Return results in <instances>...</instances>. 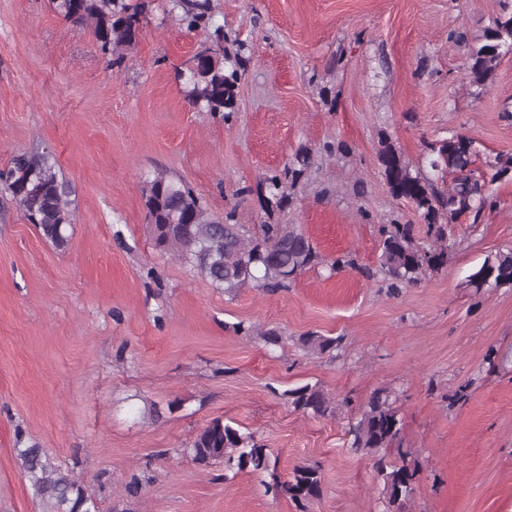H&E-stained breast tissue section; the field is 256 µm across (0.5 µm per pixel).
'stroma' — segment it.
<instances>
[{"label": "stroma", "mask_w": 512, "mask_h": 512, "mask_svg": "<svg viewBox=\"0 0 512 512\" xmlns=\"http://www.w3.org/2000/svg\"><path fill=\"white\" fill-rule=\"evenodd\" d=\"M147 3L116 67L49 0H0V169L48 148L74 211L56 247L0 186V512H42L21 440L69 470L99 512H296L261 474L228 477L184 456L215 417L270 448L282 477L320 467L307 512H380L383 481L347 437L380 389L418 466L400 512H512V288L468 282L512 249V178L487 185L479 220L449 225L446 263L417 284L391 295L365 275L381 225L426 231L388 192L381 137L425 175L429 144L454 134L475 141L478 172L512 156V55L486 89L465 77L469 51L512 0H212L213 24L250 49L226 122L192 109L176 77L207 30L186 31L167 0ZM458 31L465 42L450 41ZM302 146L313 166L291 206L267 213L251 186ZM161 168L250 237L265 223L300 226L322 264L274 294L214 288L154 245L142 190ZM343 254L354 267L330 272ZM270 330L279 345L263 341ZM309 335L343 347L310 354ZM307 383L334 414L281 399Z\"/></svg>", "instance_id": "35a3bbf8"}]
</instances>
